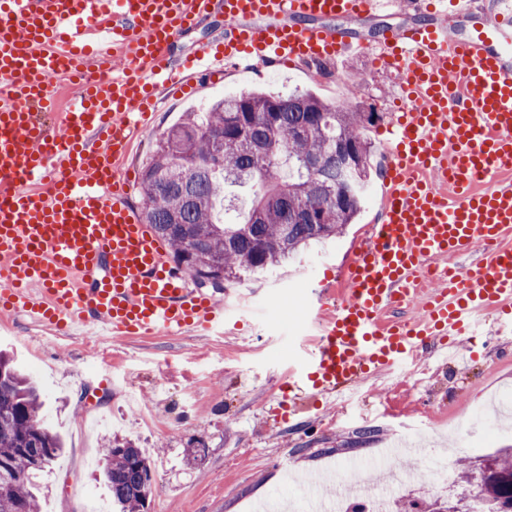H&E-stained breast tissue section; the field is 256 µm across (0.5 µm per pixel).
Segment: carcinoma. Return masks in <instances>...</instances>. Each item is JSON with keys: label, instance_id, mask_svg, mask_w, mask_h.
<instances>
[{"label": "carcinoma", "instance_id": "obj_1", "mask_svg": "<svg viewBox=\"0 0 512 512\" xmlns=\"http://www.w3.org/2000/svg\"><path fill=\"white\" fill-rule=\"evenodd\" d=\"M242 106L247 132L237 137L227 127ZM372 124L351 103H327L310 91L219 99L207 118L189 116L156 140L141 174L143 219L199 286L221 291L355 221L367 185L381 172L366 136ZM305 125L308 137L290 138ZM218 154L220 168L213 166ZM246 184L254 198L241 221L228 223L226 190ZM338 194L346 195L339 204ZM41 406L36 387L0 352V512H37L36 482L63 452L61 437L40 418ZM103 452V482L115 512H142L152 493L149 457L127 439H107ZM492 461L512 477V448L499 449ZM478 491L495 501L497 512L509 507L501 501L509 490L498 482Z\"/></svg>", "mask_w": 512, "mask_h": 512}]
</instances>
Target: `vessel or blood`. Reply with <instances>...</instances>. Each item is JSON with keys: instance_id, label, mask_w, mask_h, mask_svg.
<instances>
[{"instance_id": "obj_1", "label": "vessel or blood", "mask_w": 512, "mask_h": 512, "mask_svg": "<svg viewBox=\"0 0 512 512\" xmlns=\"http://www.w3.org/2000/svg\"><path fill=\"white\" fill-rule=\"evenodd\" d=\"M217 42L180 39L210 16ZM404 16L370 39L335 20ZM362 54L410 90L384 141L381 223L320 313L285 387L344 394L370 374L447 352L501 311L512 334V0H0V310L66 336L149 337L224 326L129 204L122 163L159 93L267 63ZM120 73H113L115 59ZM79 88L60 109L55 80ZM418 302L410 320L388 311Z\"/></svg>"}]
</instances>
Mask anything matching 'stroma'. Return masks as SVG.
I'll use <instances>...</instances> for the list:
<instances>
[{
  "instance_id": "35a3bbf8",
  "label": "stroma",
  "mask_w": 512,
  "mask_h": 512,
  "mask_svg": "<svg viewBox=\"0 0 512 512\" xmlns=\"http://www.w3.org/2000/svg\"><path fill=\"white\" fill-rule=\"evenodd\" d=\"M354 70L364 78L356 103L378 113L368 135L381 143L380 131L401 95L400 75L358 56L321 71L305 63L271 64L200 81L194 93L159 105L152 129L136 137L124 165L141 173L156 138L186 113L207 111L215 99L261 88L279 95L311 90L335 103L348 99ZM381 184L371 181L360 216L340 236L228 283V291L245 284L256 293L250 311L227 316L223 334L55 339L24 316L0 314V347L38 383L43 422L67 445L45 477L40 512H85L90 501L112 512L98 481L109 435L134 440L153 458L146 512H255L272 503L285 473L302 481L351 458H369L399 442L405 423L423 429L430 454L454 447L456 427L471 408L488 406L497 391L512 390V358L499 355L512 348V335L487 333L463 342L468 359L457 365L427 358L418 361L415 375L400 367L368 378L342 407L328 395L307 413L287 417L279 408L289 373L314 343L266 320L260 309L279 294L287 299L290 317L313 319L315 289L335 281L376 220ZM105 376L111 385L103 390ZM135 400L152 413V426L141 425L132 413ZM198 446L202 458L190 459L189 449Z\"/></svg>"
}]
</instances>
